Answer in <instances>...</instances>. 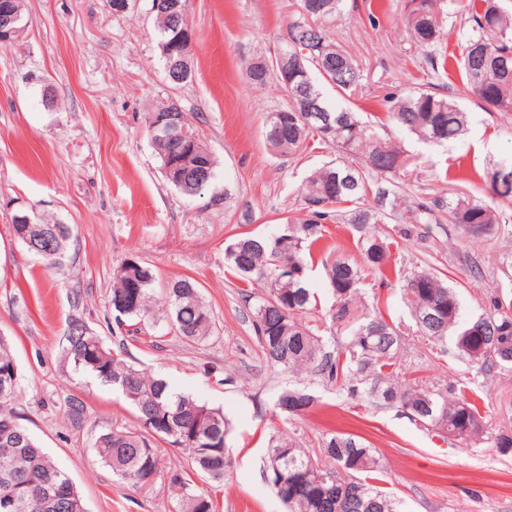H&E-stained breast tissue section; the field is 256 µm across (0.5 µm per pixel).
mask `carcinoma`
<instances>
[{
    "label": "carcinoma",
    "mask_w": 512,
    "mask_h": 512,
    "mask_svg": "<svg viewBox=\"0 0 512 512\" xmlns=\"http://www.w3.org/2000/svg\"><path fill=\"white\" fill-rule=\"evenodd\" d=\"M343 0H301L303 17L288 27L280 50L301 53V64L291 76L279 68L262 70L252 82L264 85L278 81L290 97L287 109L271 112L264 127L269 145L282 153H295L318 134V127L306 121L305 104L313 99L335 131L328 142L336 151L356 160L354 164L329 163L315 170L303 187L307 215L288 219L275 234H239L224 249V262L247 283H262L269 295L254 310L253 325L266 357L289 372L312 370L329 383L350 382L349 391L363 393L374 406L400 408L424 429L434 430L461 442L479 440L484 424L477 406L464 394L449 397L422 387H402L395 382V359L402 336L380 310L373 312L359 297L361 270L336 257L324 264L336 308L332 324L345 331L344 340L332 353L325 350L322 323L305 322L318 307V296L306 278V250L323 237L322 222L336 205L352 204L349 223L369 224L377 213L358 206L369 191V175L388 176L407 172L409 158L383 142L358 113L327 100L320 83L342 96H351L362 84L356 60L333 42L324 26L341 11ZM457 9L470 23L459 54L453 57L455 70L465 89L487 112L512 111V15L500 0H456ZM437 0H408L405 27L419 46H432L440 37L435 17ZM158 42H168L188 29L186 12L173 15L167 8L153 12ZM434 83L398 99L384 97L390 120L425 143L441 145L459 139L467 130L468 115L453 94L432 90ZM171 109L182 112L194 152L207 161V175L193 168L180 179L166 181L190 197L212 186L216 162L197 129L182 111L180 102L168 97L157 102L145 118ZM161 166L179 155L181 144L151 137ZM482 180L491 190L492 203L472 197L448 202L450 222L479 236L512 222V163L499 162L484 171ZM433 208L418 202L406 210L403 220L423 224ZM31 235L52 247L42 258L48 269L62 264L72 228L68 224L40 220L30 225ZM361 248L366 264L382 271L391 262L389 246L369 235ZM156 275L141 261H125L113 277L110 294L112 310L133 321L134 331L159 319L152 305ZM404 299L410 309L416 333L431 342L455 336L461 356L487 374L512 364V300L496 296L493 311L476 319H462L461 304L453 288L435 273L420 270L405 278ZM165 318L176 337L199 344L214 336L216 322L203 302L198 282L184 276L165 285ZM63 359L76 370L92 375L100 383L121 392L135 409L137 426L116 427L101 433L94 442L98 459L113 475L137 489L153 486L160 467L155 443L163 442L181 450L195 472L221 484L232 461L226 448L212 442L225 441L229 422L223 410L176 390L161 375L139 369L125 357L123 347L105 344L80 318L69 320L61 339ZM0 373L11 382L0 385V512H86L84 501L69 476L41 448L31 431L20 422L16 404L20 375L9 347L0 339ZM315 403L304 389L282 391L274 408L283 415H297ZM66 412L71 423L86 418L85 401L69 395ZM281 472L270 480L287 512H401L399 502L378 486L379 461L372 448L351 435L336 434L322 442L320 453L300 447L292 435L282 433L271 440L264 464L265 475ZM181 512H215L214 501L204 492L184 493Z\"/></svg>",
    "instance_id": "cac0c4a2"
}]
</instances>
